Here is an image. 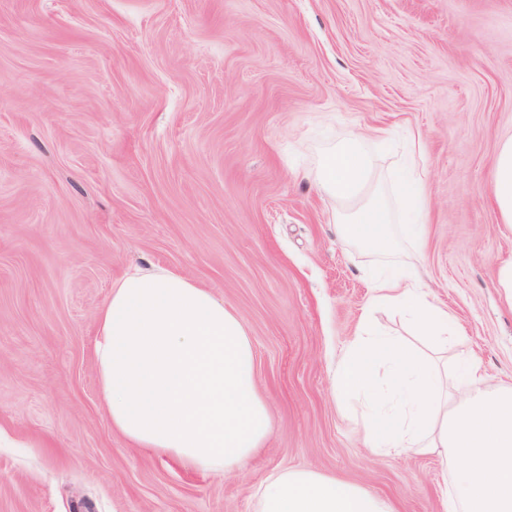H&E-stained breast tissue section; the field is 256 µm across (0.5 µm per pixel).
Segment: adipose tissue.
Returning a JSON list of instances; mask_svg holds the SVG:
<instances>
[{
	"label": "adipose tissue",
	"instance_id": "obj_1",
	"mask_svg": "<svg viewBox=\"0 0 512 512\" xmlns=\"http://www.w3.org/2000/svg\"><path fill=\"white\" fill-rule=\"evenodd\" d=\"M374 177L364 136L323 154L317 188L349 212L337 226L340 241L378 253L395 250L401 239L421 247L429 224L421 173L403 165L387 194L372 192ZM489 199L512 230V135L498 143ZM370 286L373 305L406 311L421 335H447V310L426 299L413 269L371 273ZM94 356L108 419L136 447L195 471L235 473L272 434L243 321L190 279L136 267L115 280L96 318ZM256 497V512H395L358 485L306 469L271 475Z\"/></svg>",
	"mask_w": 512,
	"mask_h": 512
}]
</instances>
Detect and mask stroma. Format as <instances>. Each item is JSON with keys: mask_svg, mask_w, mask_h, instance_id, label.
<instances>
[{"mask_svg": "<svg viewBox=\"0 0 512 512\" xmlns=\"http://www.w3.org/2000/svg\"><path fill=\"white\" fill-rule=\"evenodd\" d=\"M411 135L431 215L413 252L429 300L512 387V306L496 286L512 231L488 196L512 132V0H0V512H256L271 473L312 469L444 512L453 461L375 454L336 392L389 257L341 245L315 169L352 134ZM151 264L243 320L274 431L239 473L133 447L99 396L96 317Z\"/></svg>", "mask_w": 512, "mask_h": 512, "instance_id": "obj_1", "label": "stroma"}]
</instances>
